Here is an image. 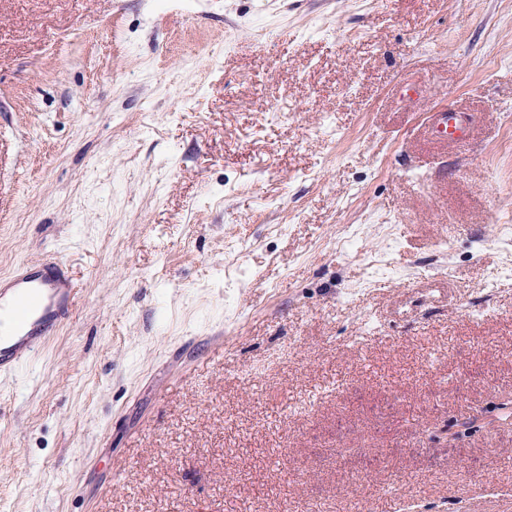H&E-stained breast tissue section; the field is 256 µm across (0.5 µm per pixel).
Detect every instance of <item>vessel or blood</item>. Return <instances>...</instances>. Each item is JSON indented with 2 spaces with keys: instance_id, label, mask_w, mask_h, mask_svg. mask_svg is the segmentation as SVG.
<instances>
[{
  "instance_id": "obj_1",
  "label": "vessel or blood",
  "mask_w": 512,
  "mask_h": 512,
  "mask_svg": "<svg viewBox=\"0 0 512 512\" xmlns=\"http://www.w3.org/2000/svg\"><path fill=\"white\" fill-rule=\"evenodd\" d=\"M438 130L454 141L465 138L461 114L442 113ZM77 286L62 262L20 265L0 282V374L17 369L39 350L71 312Z\"/></svg>"
}]
</instances>
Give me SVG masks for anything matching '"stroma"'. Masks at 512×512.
I'll list each match as a JSON object with an SVG mask.
<instances>
[{
	"label": "stroma",
	"mask_w": 512,
	"mask_h": 512,
	"mask_svg": "<svg viewBox=\"0 0 512 512\" xmlns=\"http://www.w3.org/2000/svg\"><path fill=\"white\" fill-rule=\"evenodd\" d=\"M510 114L512 0H0V512H512ZM438 131L454 141H464L466 124L457 112L442 113L438 119ZM444 132V133H443ZM77 286L65 265L21 264L0 279V374H9L39 350L71 312Z\"/></svg>",
	"instance_id": "stroma-1"
}]
</instances>
